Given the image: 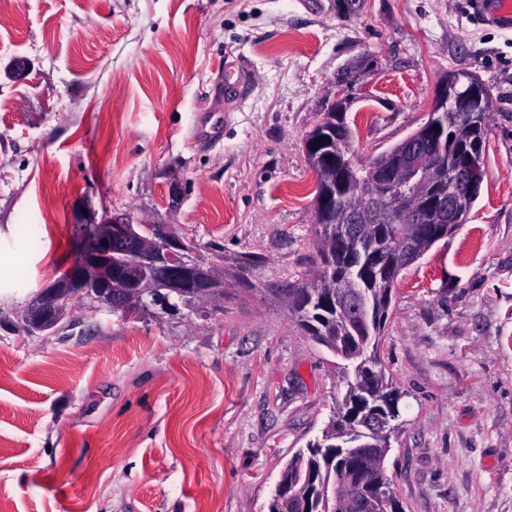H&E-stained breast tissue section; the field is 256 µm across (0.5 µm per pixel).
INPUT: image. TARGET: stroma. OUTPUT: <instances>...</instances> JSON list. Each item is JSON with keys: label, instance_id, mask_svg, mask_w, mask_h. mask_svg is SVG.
Listing matches in <instances>:
<instances>
[{"label": "stroma", "instance_id": "stroma-1", "mask_svg": "<svg viewBox=\"0 0 512 512\" xmlns=\"http://www.w3.org/2000/svg\"><path fill=\"white\" fill-rule=\"evenodd\" d=\"M0 5V493L7 512H269L344 392L281 298L320 268L307 134L336 101L370 161L444 74L493 89L481 194L402 271L379 346L405 512H512V32L469 0ZM16 57L23 79L7 74ZM244 82L232 110L214 87ZM224 265L222 310L21 318L104 212Z\"/></svg>", "mask_w": 512, "mask_h": 512}]
</instances>
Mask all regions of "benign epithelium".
<instances>
[{
  "instance_id": "benign-epithelium-1",
  "label": "benign epithelium",
  "mask_w": 512,
  "mask_h": 512,
  "mask_svg": "<svg viewBox=\"0 0 512 512\" xmlns=\"http://www.w3.org/2000/svg\"><path fill=\"white\" fill-rule=\"evenodd\" d=\"M452 81L444 77L439 82L431 111L442 120L440 132L432 129L421 131L402 141L400 168L386 170L383 178L370 182L361 192L363 205L346 210L342 234L352 241L363 237L362 225L370 216L379 212L368 207V201L384 193L398 203L400 212L422 209L437 225V231L448 234V226L465 223L471 199L480 192L483 177L479 162L465 161L455 170L454 183L446 196L407 198L400 195L403 185L420 177L423 169L444 168L446 146L444 132L448 122L466 123L480 119L489 108V100L473 81L468 92L460 95L449 93ZM129 220L125 217L104 215L100 221L86 226L84 244L79 260L72 270V285L61 288L50 285L28 306L24 322L30 334L50 332L65 318L68 304L85 298L104 303L116 311H126L131 306H147V302L167 307L165 287L158 283L152 269L168 264L187 275L198 273L207 283L206 288L192 290V300L201 303H218L223 296L218 289L224 287V266L205 261L193 255L182 238L170 224H154L143 235H130ZM116 252L130 255L124 273V286L112 287V266L107 258ZM356 295L347 286L336 283V308L360 313L352 306Z\"/></svg>"
}]
</instances>
